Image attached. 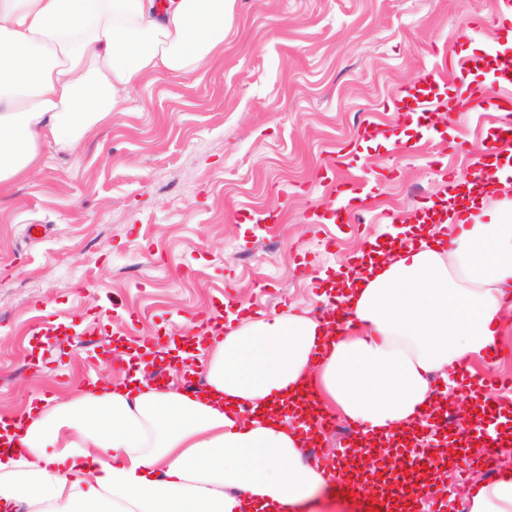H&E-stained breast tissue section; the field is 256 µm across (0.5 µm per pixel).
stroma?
Returning a JSON list of instances; mask_svg holds the SVG:
<instances>
[{
    "label": "stroma",
    "mask_w": 512,
    "mask_h": 512,
    "mask_svg": "<svg viewBox=\"0 0 512 512\" xmlns=\"http://www.w3.org/2000/svg\"><path fill=\"white\" fill-rule=\"evenodd\" d=\"M497 0H236L224 50L184 74L129 91V105L75 150L42 148L39 169L0 194V416L45 391L76 392L87 362L115 339L178 336L202 312L225 328L251 306L259 316L317 313L327 280L365 238L389 240L469 159L416 138L391 103L436 46L456 61L512 56V21L479 39L471 20ZM391 145L373 143L359 169L395 174L357 213L360 229L324 244L330 225L305 221L329 208L317 173L364 117ZM275 211L278 223L239 222ZM53 373L45 386L42 369Z\"/></svg>",
    "instance_id": "35a3bbf8"
}]
</instances>
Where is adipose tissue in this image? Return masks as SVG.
Masks as SVG:
<instances>
[{
    "mask_svg": "<svg viewBox=\"0 0 512 512\" xmlns=\"http://www.w3.org/2000/svg\"><path fill=\"white\" fill-rule=\"evenodd\" d=\"M235 0H0V189L41 146L75 148L123 111L130 88L197 70L224 48ZM496 183L466 225L372 253L344 279L346 328L297 311L207 337L205 393L111 372L16 414L0 498L24 512H308L327 482L302 460L291 401L368 437L410 435L441 396L433 375L502 344L512 304V199ZM466 512H512V471L476 483Z\"/></svg>",
    "mask_w": 512,
    "mask_h": 512,
    "instance_id": "adipose-tissue-1",
    "label": "adipose tissue"
}]
</instances>
